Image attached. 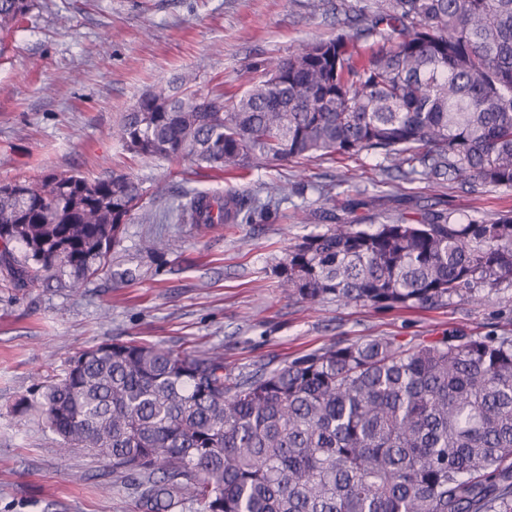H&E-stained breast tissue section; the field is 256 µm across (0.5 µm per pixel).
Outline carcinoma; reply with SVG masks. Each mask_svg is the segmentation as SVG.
Here are the masks:
<instances>
[{
  "label": "carcinoma",
  "mask_w": 512,
  "mask_h": 512,
  "mask_svg": "<svg viewBox=\"0 0 512 512\" xmlns=\"http://www.w3.org/2000/svg\"><path fill=\"white\" fill-rule=\"evenodd\" d=\"M35 0H0L4 38ZM332 37L258 58L245 89L185 84L143 95L116 136L137 157L194 172L258 160L383 155L402 177L471 194L512 188V0L349 4ZM144 190L127 174H45L0 184L6 286L50 272L78 292L110 267ZM248 192L196 195L182 224H259ZM288 298L435 308L512 284V217L458 224L426 209L364 230L335 224L288 249ZM59 453L82 448L128 476L141 512H512V337L339 340L237 374L214 349L190 357L114 340L65 375L38 370Z\"/></svg>",
  "instance_id": "carcinoma-1"
}]
</instances>
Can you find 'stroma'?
<instances>
[{"mask_svg":"<svg viewBox=\"0 0 512 512\" xmlns=\"http://www.w3.org/2000/svg\"><path fill=\"white\" fill-rule=\"evenodd\" d=\"M341 0H39L20 19L0 55V183L42 173L104 178L123 172L141 182L140 209L125 226L110 274L71 292L42 285L0 288V512H139L137 493L85 452L60 456L35 410L34 370L63 375L81 350L115 339L159 344L187 355L218 347L234 371L276 367L338 340L400 336L430 341L461 331L512 336V284L482 301L452 296L440 309L379 311L288 299L272 269L303 237L326 231L319 187L372 200L341 212L345 224L416 218L442 203L458 222L512 211V189L470 195L419 176L395 179L381 155L259 162L247 174L202 176L157 158H131L114 134L145 93L189 79L240 91L239 74L258 57L285 59L331 37ZM236 189L276 198L266 221L208 228L182 224L179 206L197 193ZM168 243L163 259L142 239ZM138 280L122 283L124 269Z\"/></svg>","mask_w":512,"mask_h":512,"instance_id":"obj_1","label":"stroma"}]
</instances>
